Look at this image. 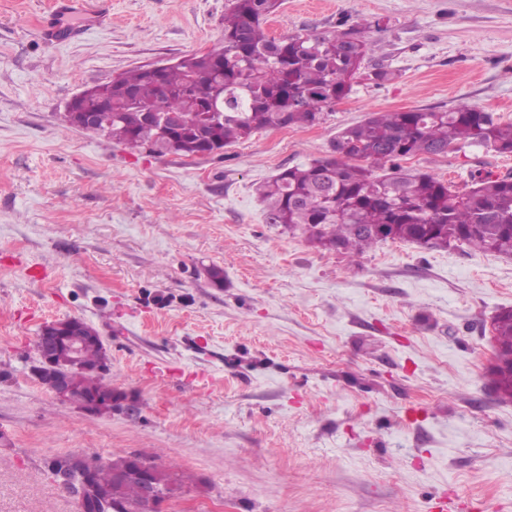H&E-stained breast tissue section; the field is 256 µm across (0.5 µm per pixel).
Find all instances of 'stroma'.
<instances>
[{"mask_svg": "<svg viewBox=\"0 0 512 512\" xmlns=\"http://www.w3.org/2000/svg\"><path fill=\"white\" fill-rule=\"evenodd\" d=\"M88 3L105 24L65 16L76 33L51 46L54 0H0V512H78L42 470L78 450L176 465L187 491L165 512H512V402L487 375L512 257L324 250L269 223L256 193L372 112L465 100L511 123L512 0H283L275 38L379 21L373 60L396 79L203 157L64 115L118 73L217 45L225 0ZM405 166L461 188L512 174V156L465 146ZM74 317L134 413H84L31 375L41 326Z\"/></svg>", "mask_w": 512, "mask_h": 512, "instance_id": "1", "label": "stroma"}]
</instances>
